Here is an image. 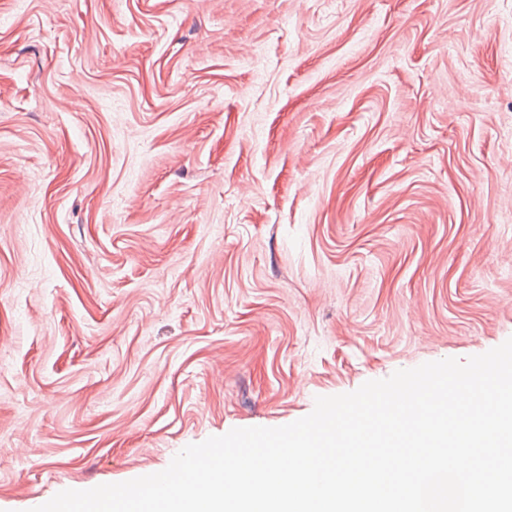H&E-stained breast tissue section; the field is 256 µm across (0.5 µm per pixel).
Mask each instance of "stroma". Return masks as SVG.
<instances>
[{
  "label": "stroma",
  "instance_id": "35a3bbf8",
  "mask_svg": "<svg viewBox=\"0 0 512 512\" xmlns=\"http://www.w3.org/2000/svg\"><path fill=\"white\" fill-rule=\"evenodd\" d=\"M512 337V0H0V512Z\"/></svg>",
  "mask_w": 512,
  "mask_h": 512
}]
</instances>
